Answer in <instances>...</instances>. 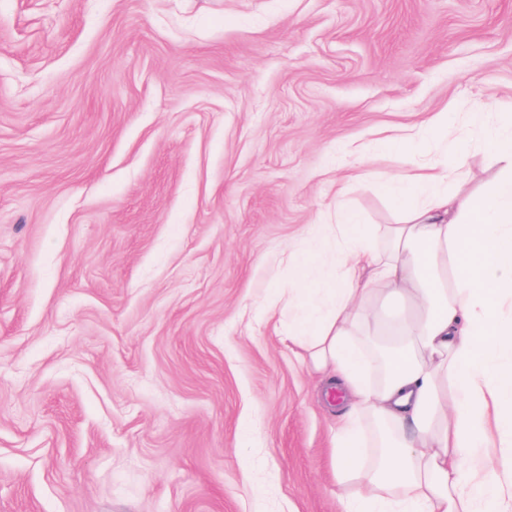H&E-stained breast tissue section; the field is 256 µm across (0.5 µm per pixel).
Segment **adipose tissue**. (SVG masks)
<instances>
[{"mask_svg": "<svg viewBox=\"0 0 512 512\" xmlns=\"http://www.w3.org/2000/svg\"><path fill=\"white\" fill-rule=\"evenodd\" d=\"M495 174L478 188L451 164L394 184L398 224L366 228L344 208L317 225L319 263L286 252L288 340L351 408L336 428L345 512H512V474L499 476L492 437H512V122L489 132ZM400 300L379 333L396 354L379 362L359 342L370 296ZM388 436L359 460L365 428Z\"/></svg>", "mask_w": 512, "mask_h": 512, "instance_id": "ef3b65f1", "label": "adipose tissue"}]
</instances>
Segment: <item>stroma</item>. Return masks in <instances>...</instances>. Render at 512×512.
Instances as JSON below:
<instances>
[{"mask_svg":"<svg viewBox=\"0 0 512 512\" xmlns=\"http://www.w3.org/2000/svg\"><path fill=\"white\" fill-rule=\"evenodd\" d=\"M485 102L512 0H0V512H342L276 259Z\"/></svg>","mask_w":512,"mask_h":512,"instance_id":"obj_1","label":"stroma"}]
</instances>
